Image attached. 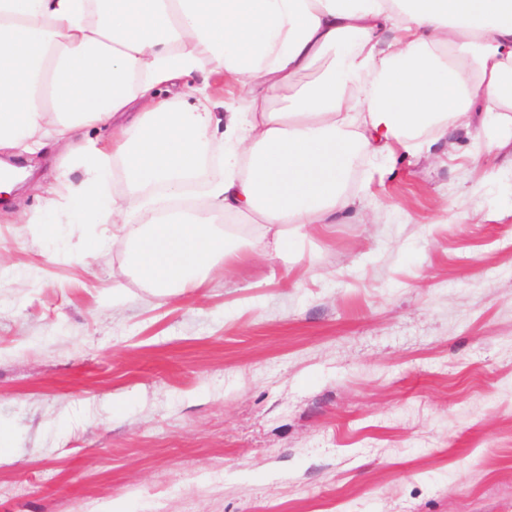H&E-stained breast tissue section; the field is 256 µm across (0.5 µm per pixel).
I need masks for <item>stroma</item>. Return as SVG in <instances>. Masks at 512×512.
Returning <instances> with one entry per match:
<instances>
[{"mask_svg":"<svg viewBox=\"0 0 512 512\" xmlns=\"http://www.w3.org/2000/svg\"><path fill=\"white\" fill-rule=\"evenodd\" d=\"M453 140L355 168L375 222L288 259L226 225L259 258L188 296L117 243L73 262L112 230L50 213L43 153L0 204V512H512V156Z\"/></svg>","mask_w":512,"mask_h":512,"instance_id":"1","label":"stroma"}]
</instances>
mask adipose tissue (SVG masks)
Returning a JSON list of instances; mask_svg holds the SVG:
<instances>
[{"label": "adipose tissue", "instance_id": "1", "mask_svg": "<svg viewBox=\"0 0 512 512\" xmlns=\"http://www.w3.org/2000/svg\"><path fill=\"white\" fill-rule=\"evenodd\" d=\"M192 73L194 103L160 96ZM219 83L243 110L217 112ZM107 125L110 141L76 143ZM452 130L512 152V0H0V152L61 150L84 179L52 195L77 223L121 225L129 268L165 294L253 258L217 215L268 225L287 256L354 206L358 161L385 178ZM219 134L206 205L130 224L145 188L198 180ZM115 164L127 192L111 199Z\"/></svg>", "mask_w": 512, "mask_h": 512}]
</instances>
